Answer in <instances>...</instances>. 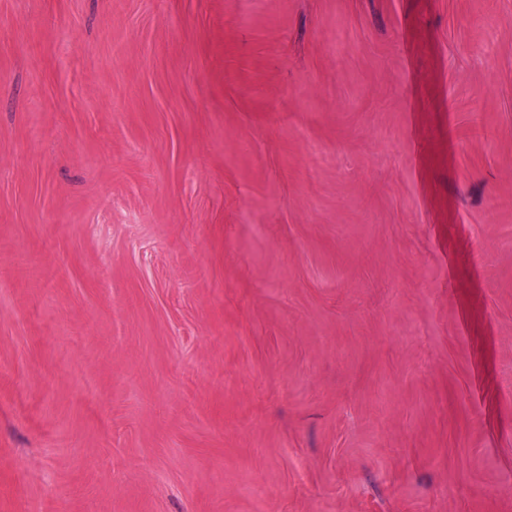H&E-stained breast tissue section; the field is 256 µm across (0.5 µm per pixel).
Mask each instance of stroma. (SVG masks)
Segmentation results:
<instances>
[{
    "instance_id": "35a3bbf8",
    "label": "stroma",
    "mask_w": 512,
    "mask_h": 512,
    "mask_svg": "<svg viewBox=\"0 0 512 512\" xmlns=\"http://www.w3.org/2000/svg\"><path fill=\"white\" fill-rule=\"evenodd\" d=\"M0 512H512V0H0Z\"/></svg>"
}]
</instances>
